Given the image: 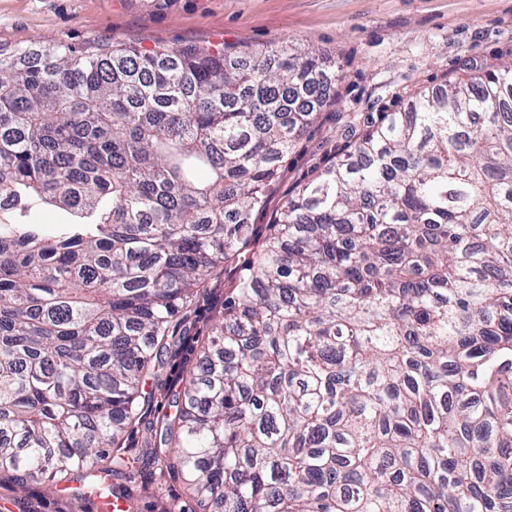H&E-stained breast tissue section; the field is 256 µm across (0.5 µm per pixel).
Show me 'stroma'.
Wrapping results in <instances>:
<instances>
[{
	"instance_id": "35a3bbf8",
	"label": "stroma",
	"mask_w": 512,
	"mask_h": 512,
	"mask_svg": "<svg viewBox=\"0 0 512 512\" xmlns=\"http://www.w3.org/2000/svg\"><path fill=\"white\" fill-rule=\"evenodd\" d=\"M106 41L200 48L292 43L336 63L327 107L291 155L281 194L311 176L345 142L342 118L363 119L406 105L422 85L459 75L465 60L491 62L512 50V0H0V48L46 41ZM191 344L164 349L157 391L145 418L168 413ZM135 426L123 439L125 464L110 483L127 512H200L181 474L161 468ZM0 512H71L70 491L19 489L0 473Z\"/></svg>"
}]
</instances>
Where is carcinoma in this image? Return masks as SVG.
Here are the masks:
<instances>
[{"instance_id":"cac0c4a2","label":"carcinoma","mask_w":512,"mask_h":512,"mask_svg":"<svg viewBox=\"0 0 512 512\" xmlns=\"http://www.w3.org/2000/svg\"><path fill=\"white\" fill-rule=\"evenodd\" d=\"M314 49H0V470L93 481L227 292L153 455L219 512H512V60L346 144ZM67 212L54 232L28 220ZM224 298V288H219L217 290L207 291L200 297L196 299V302L193 308L196 307L195 313L191 310V316L189 317V321L195 322L197 325H201V323L210 316L215 308L219 309L220 303Z\"/></svg>"}]
</instances>
